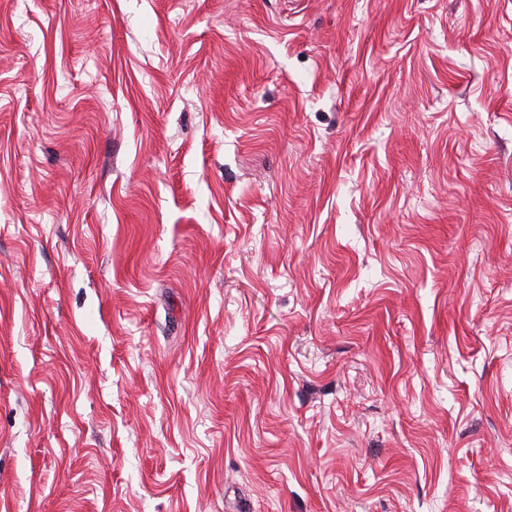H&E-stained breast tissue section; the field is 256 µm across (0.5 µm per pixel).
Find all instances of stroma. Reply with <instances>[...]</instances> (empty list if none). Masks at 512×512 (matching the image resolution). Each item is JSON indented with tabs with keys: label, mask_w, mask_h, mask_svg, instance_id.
I'll list each match as a JSON object with an SVG mask.
<instances>
[{
	"label": "stroma",
	"mask_w": 512,
	"mask_h": 512,
	"mask_svg": "<svg viewBox=\"0 0 512 512\" xmlns=\"http://www.w3.org/2000/svg\"><path fill=\"white\" fill-rule=\"evenodd\" d=\"M0 512H512V0H0Z\"/></svg>",
	"instance_id": "stroma-1"
}]
</instances>
